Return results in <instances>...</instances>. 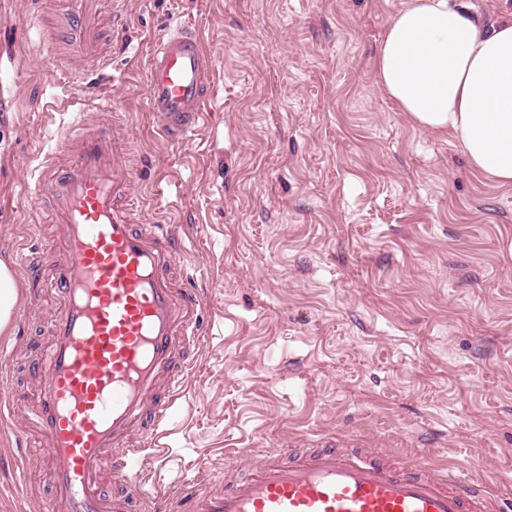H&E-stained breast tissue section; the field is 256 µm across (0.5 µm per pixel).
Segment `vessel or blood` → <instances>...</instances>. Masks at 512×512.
<instances>
[{
	"label": "vessel or blood",
	"instance_id": "b4317fda",
	"mask_svg": "<svg viewBox=\"0 0 512 512\" xmlns=\"http://www.w3.org/2000/svg\"><path fill=\"white\" fill-rule=\"evenodd\" d=\"M128 18V0H36L32 22L55 62H71L78 89L111 85L104 46ZM214 63L200 35L170 25L156 37L147 103L168 142L200 125ZM145 158L119 130L85 121L59 128L37 168L54 201L59 260L24 262L29 292L58 300L32 370L40 383L24 437L47 448L48 512H499L484 485L425 464H398L365 448L327 445L297 456L259 454L247 468L224 459L207 484L166 493L145 458L163 463L176 405L185 399L203 341L202 299L177 276L184 247L170 225L148 220ZM112 492L102 494L104 464Z\"/></svg>",
	"mask_w": 512,
	"mask_h": 512
}]
</instances>
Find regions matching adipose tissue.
<instances>
[{
  "mask_svg": "<svg viewBox=\"0 0 512 512\" xmlns=\"http://www.w3.org/2000/svg\"><path fill=\"white\" fill-rule=\"evenodd\" d=\"M375 78L418 128L455 136L476 173L512 184V14L488 23L462 0H409Z\"/></svg>",
  "mask_w": 512,
  "mask_h": 512,
  "instance_id": "adipose-tissue-1",
  "label": "adipose tissue"
}]
</instances>
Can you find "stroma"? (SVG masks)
<instances>
[{"mask_svg":"<svg viewBox=\"0 0 512 512\" xmlns=\"http://www.w3.org/2000/svg\"><path fill=\"white\" fill-rule=\"evenodd\" d=\"M409 0H129L112 43L113 101L150 166L152 218L182 238L205 299L206 342L174 417L169 490L218 478L240 448L357 444L461 468L512 512V185L473 173L457 139L421 130L375 81L391 18ZM0 0V259L17 284L28 250L54 259L45 198L21 209L60 124L109 121L65 93L66 68ZM196 30L216 88L188 142L161 135L146 68L166 24ZM56 308L43 295L5 339L9 387ZM0 424V512H39L46 449Z\"/></svg>","mask_w":512,"mask_h":512,"instance_id":"obj_1","label":"stroma"}]
</instances>
